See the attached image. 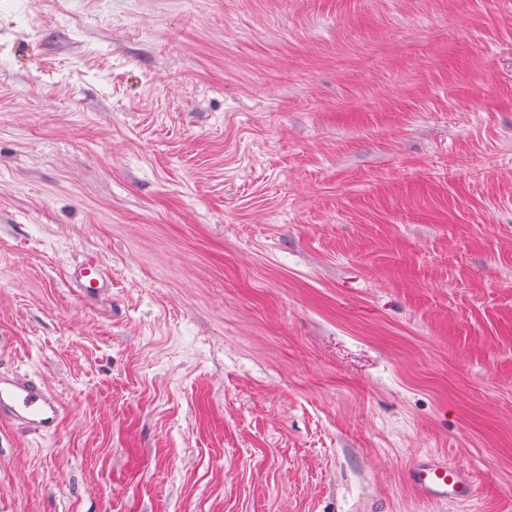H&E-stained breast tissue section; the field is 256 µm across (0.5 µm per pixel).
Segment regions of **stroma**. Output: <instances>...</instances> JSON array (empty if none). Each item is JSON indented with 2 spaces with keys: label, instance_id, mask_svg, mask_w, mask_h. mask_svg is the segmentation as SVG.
<instances>
[{
  "label": "stroma",
  "instance_id": "stroma-1",
  "mask_svg": "<svg viewBox=\"0 0 512 512\" xmlns=\"http://www.w3.org/2000/svg\"><path fill=\"white\" fill-rule=\"evenodd\" d=\"M0 372V512H512V0H0ZM68 278L89 299L106 294L112 289V279L106 267L94 254L87 255L74 265L68 272ZM61 401L46 383L27 374L0 373V421L38 436L53 434ZM407 479L424 499L431 502H463L477 491L466 468L432 454L417 459L409 467Z\"/></svg>",
  "mask_w": 512,
  "mask_h": 512
}]
</instances>
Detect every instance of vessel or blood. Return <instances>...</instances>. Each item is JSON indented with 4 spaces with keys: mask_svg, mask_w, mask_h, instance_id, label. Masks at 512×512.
Returning <instances> with one entry per match:
<instances>
[{
    "mask_svg": "<svg viewBox=\"0 0 512 512\" xmlns=\"http://www.w3.org/2000/svg\"><path fill=\"white\" fill-rule=\"evenodd\" d=\"M69 280L92 299L112 289V279L102 260L87 255L74 265ZM61 401L42 379L20 373H0V421L42 436L54 433L59 424ZM409 483L431 502H463L471 499L477 486L462 465L437 455L417 459L407 471Z\"/></svg>",
    "mask_w": 512,
    "mask_h": 512,
    "instance_id": "obj_1",
    "label": "vessel or blood"
}]
</instances>
